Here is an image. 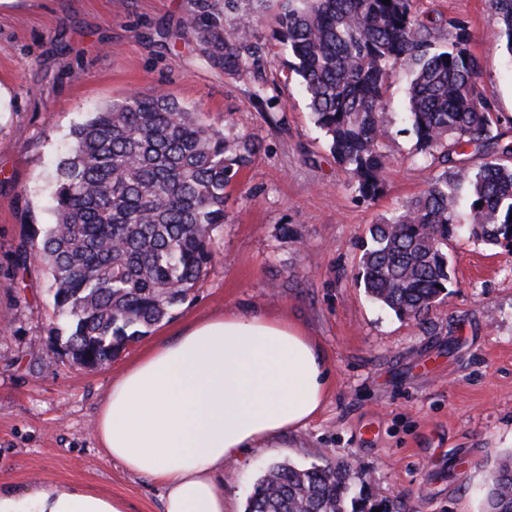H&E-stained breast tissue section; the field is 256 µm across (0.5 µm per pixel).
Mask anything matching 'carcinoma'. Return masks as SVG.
Masks as SVG:
<instances>
[{"label":"carcinoma","instance_id":"obj_1","mask_svg":"<svg viewBox=\"0 0 512 512\" xmlns=\"http://www.w3.org/2000/svg\"><path fill=\"white\" fill-rule=\"evenodd\" d=\"M488 4L512 54V0ZM256 22L246 14L239 28L226 29L192 16L185 29L197 33L214 65L233 73L246 56L260 61L246 36ZM275 24L315 125L367 200L382 194L393 159L389 82L396 67L413 68L406 119L416 153L449 167L369 227L358 279L372 302L417 320L451 284L448 240L460 231V196L473 238L512 245V146L499 144V118L477 93L482 62L468 49V28L449 22L453 40L432 52L411 0H280ZM469 146L482 156L474 169L461 158ZM258 149L252 136L226 134L155 90L107 103L75 127L57 167L56 221L13 252L16 268L36 257L51 275L66 326L48 325L51 349L94 370L170 317L214 261L226 189ZM366 487L349 465L273 462L255 481L245 512H387L369 504ZM484 512H512V453L487 483Z\"/></svg>","mask_w":512,"mask_h":512}]
</instances>
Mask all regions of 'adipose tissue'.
Segmentation results:
<instances>
[{"instance_id":"1","label":"adipose tissue","mask_w":512,"mask_h":512,"mask_svg":"<svg viewBox=\"0 0 512 512\" xmlns=\"http://www.w3.org/2000/svg\"><path fill=\"white\" fill-rule=\"evenodd\" d=\"M322 347L261 312L209 317L159 343L113 383L94 436L112 461L157 485L162 512H224V467L321 411ZM0 512H128L91 488L0 482Z\"/></svg>"}]
</instances>
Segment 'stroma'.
Masks as SVG:
<instances>
[{"instance_id":"obj_1","label":"stroma","mask_w":512,"mask_h":512,"mask_svg":"<svg viewBox=\"0 0 512 512\" xmlns=\"http://www.w3.org/2000/svg\"><path fill=\"white\" fill-rule=\"evenodd\" d=\"M204 0H0V481L19 494L47 479L162 512L153 483L112 463L93 430L113 382L190 322L260 311L320 343L330 369L325 404L275 447L248 449L224 471L228 512H244L274 461L356 464L394 512H481L485 484L512 452V253L460 234L448 244V294L418 320L370 301L356 275L369 225L427 186L432 166L405 122L408 67L396 68L386 122L393 162L383 193L364 200L315 126L299 79L272 33L278 0H205L224 27L248 32L262 69L225 73L185 19ZM434 24L432 44L463 20L481 57L478 91L512 140V55L485 0H412ZM159 89L261 150L228 189L219 254L188 299L111 364L88 371L55 355L51 276L12 263L31 228L53 223L56 169L74 126L96 107ZM290 236H283L282 226Z\"/></svg>"}]
</instances>
